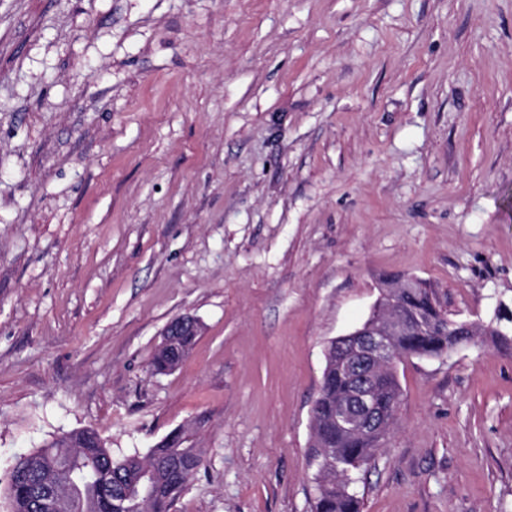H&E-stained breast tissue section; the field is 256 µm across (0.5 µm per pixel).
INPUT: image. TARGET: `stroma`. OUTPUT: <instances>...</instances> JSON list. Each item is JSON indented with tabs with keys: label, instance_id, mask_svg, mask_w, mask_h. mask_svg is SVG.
I'll return each mask as SVG.
<instances>
[{
	"label": "stroma",
	"instance_id": "obj_1",
	"mask_svg": "<svg viewBox=\"0 0 512 512\" xmlns=\"http://www.w3.org/2000/svg\"><path fill=\"white\" fill-rule=\"evenodd\" d=\"M401 277L512 310V0H0V512L84 427L203 449L171 512H311L327 346ZM397 377L362 512H512V350ZM200 332L201 326L196 318L190 315L179 316L170 321L162 336H175L169 343L161 345L152 360V368L157 373L173 371L187 356L194 345L198 334L183 331Z\"/></svg>",
	"mask_w": 512,
	"mask_h": 512
}]
</instances>
